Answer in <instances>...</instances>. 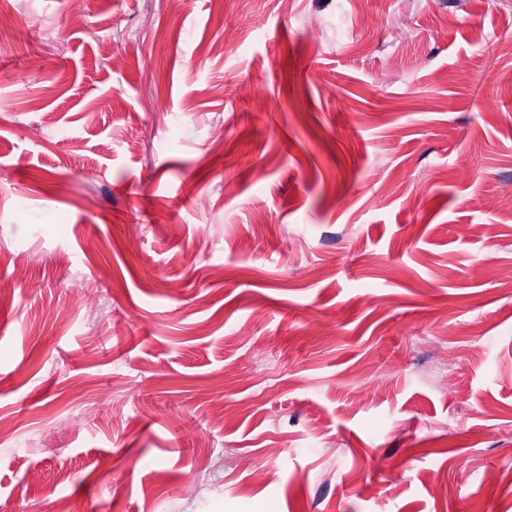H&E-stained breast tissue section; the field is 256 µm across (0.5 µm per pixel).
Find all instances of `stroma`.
<instances>
[{
    "label": "stroma",
    "instance_id": "obj_1",
    "mask_svg": "<svg viewBox=\"0 0 512 512\" xmlns=\"http://www.w3.org/2000/svg\"><path fill=\"white\" fill-rule=\"evenodd\" d=\"M0 11V512H512V0Z\"/></svg>",
    "mask_w": 512,
    "mask_h": 512
}]
</instances>
